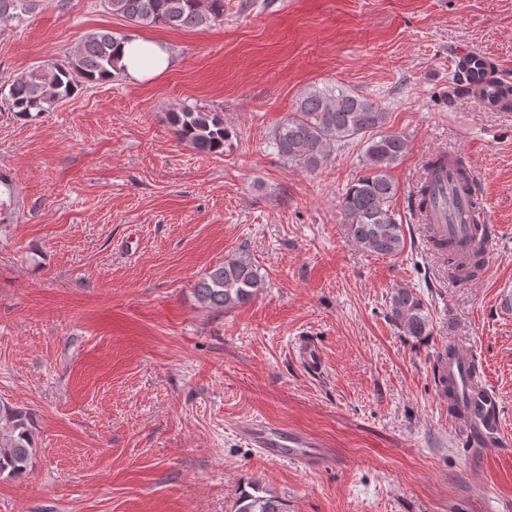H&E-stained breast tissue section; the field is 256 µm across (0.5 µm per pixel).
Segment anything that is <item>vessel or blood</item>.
Here are the masks:
<instances>
[{"label":"vessel or blood","instance_id":"1","mask_svg":"<svg viewBox=\"0 0 512 512\" xmlns=\"http://www.w3.org/2000/svg\"><path fill=\"white\" fill-rule=\"evenodd\" d=\"M426 178L432 192V203L418 220L433 226L435 232L454 243L457 255L466 259L474 251L488 253L493 236L485 234L481 243L471 238L473 204L480 195L476 179H469L464 192L459 193L453 205L442 203V194L455 190L456 172L453 162H446ZM440 394L448 401V410L462 426L467 438L483 441L486 434L503 428L499 401L484 383L483 369L477 358L459 354L439 371ZM240 433L264 457L280 462H298L307 468H318L330 459L331 452L317 448L309 437L288 431L265 421L250 420L239 427Z\"/></svg>","mask_w":512,"mask_h":512}]
</instances>
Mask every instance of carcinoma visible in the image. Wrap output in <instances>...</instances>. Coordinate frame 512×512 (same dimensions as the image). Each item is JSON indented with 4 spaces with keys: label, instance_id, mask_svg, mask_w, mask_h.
I'll return each mask as SVG.
<instances>
[{
    "label": "carcinoma",
    "instance_id": "cac0c4a2",
    "mask_svg": "<svg viewBox=\"0 0 512 512\" xmlns=\"http://www.w3.org/2000/svg\"><path fill=\"white\" fill-rule=\"evenodd\" d=\"M112 15L139 27L207 30L224 24V0H100ZM35 0H0V19L30 13ZM126 37L110 30L85 35L65 62L33 65L0 87V102L18 116L50 112L81 85L110 81L122 71L119 49ZM388 113L381 105L343 87H314L296 102L292 116L274 131L278 154L300 168L313 169L327 161L333 145L362 144L366 173L347 188L341 199L342 220L355 243L364 251L394 257L405 247L402 224L390 208L396 187L389 169L406 150L405 138L385 130ZM174 136L199 152L222 155L230 133L216 112L183 106L168 112ZM427 230L432 248L448 262V270L460 281H469L483 268L479 255L461 264L448 253V240ZM265 288L259 267L241 252L214 266L195 285L198 299L214 309H232L252 301ZM396 325L407 336L430 335V319L421 299L407 288L391 297ZM33 419L24 409L0 402V475L29 473L38 448ZM235 512H284L274 496L259 489L242 494Z\"/></svg>",
    "mask_w": 512,
    "mask_h": 512
}]
</instances>
